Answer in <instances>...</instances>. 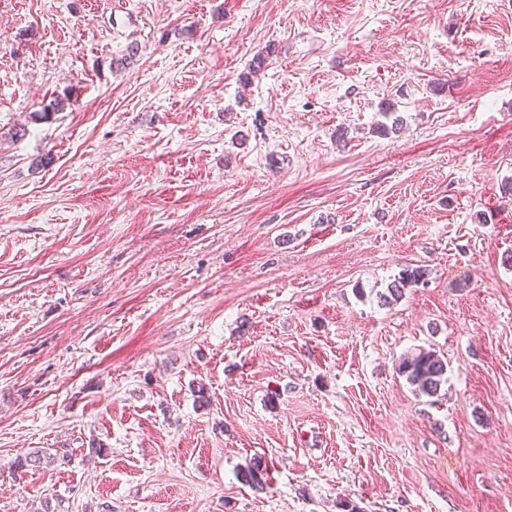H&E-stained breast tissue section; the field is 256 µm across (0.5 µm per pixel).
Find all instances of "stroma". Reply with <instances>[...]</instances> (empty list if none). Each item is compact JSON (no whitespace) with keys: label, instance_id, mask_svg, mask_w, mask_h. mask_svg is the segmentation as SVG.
Wrapping results in <instances>:
<instances>
[{"label":"stroma","instance_id":"stroma-1","mask_svg":"<svg viewBox=\"0 0 512 512\" xmlns=\"http://www.w3.org/2000/svg\"><path fill=\"white\" fill-rule=\"evenodd\" d=\"M511 179L512 0H0V512H512ZM426 269L407 268L404 269L387 288V292L377 293L379 306H387L400 299L405 290L425 280ZM397 370L418 395L433 397L448 382V362L433 350L419 349L404 355ZM241 480L254 490H263L268 485V465L264 459L255 457L240 472Z\"/></svg>","mask_w":512,"mask_h":512}]
</instances>
